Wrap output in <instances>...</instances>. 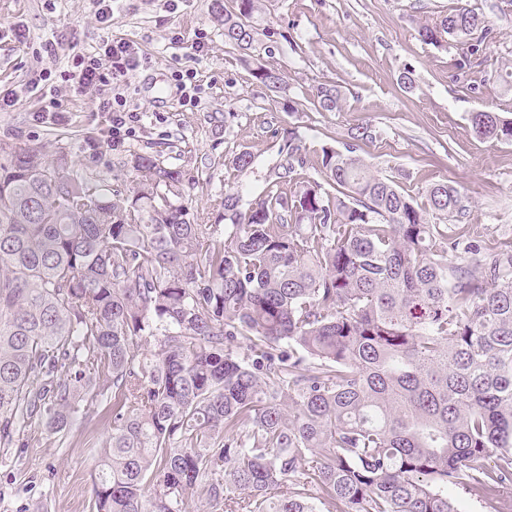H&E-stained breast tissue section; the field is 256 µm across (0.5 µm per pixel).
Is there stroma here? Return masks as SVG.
Returning a JSON list of instances; mask_svg holds the SVG:
<instances>
[{
  "mask_svg": "<svg viewBox=\"0 0 512 512\" xmlns=\"http://www.w3.org/2000/svg\"><path fill=\"white\" fill-rule=\"evenodd\" d=\"M460 2L490 25L475 55L467 42L438 48L418 34L421 24ZM211 6L212 0H112V19L103 25L94 18V0H0V86L20 98L13 111L0 112V139L17 147L38 143L51 154L66 148L77 166L98 151V168L112 175L113 189L130 188L129 178L112 173L124 150L107 146L95 93L75 95L60 77L72 56L123 39L147 59L123 91L141 109L125 150L151 152L188 172L194 185L186 200L197 223H219L227 189L247 201L266 191L289 132L314 162L322 146L343 147L352 128L368 123L378 137L358 153L375 169L402 171L403 186L415 197L430 183H453L462 198L458 221L471 225L477 244L512 239V145L476 136L470 122L482 110L512 120V84L505 81L512 73V0H265L266 25L285 34L261 57L287 75L277 95L258 86L242 52L225 46ZM17 23L25 27V41L15 38ZM199 37L207 45L202 53L193 47ZM56 39L62 48L47 55L45 42ZM408 66L416 78L410 94L397 84ZM44 68L53 72L50 81L31 92L28 80ZM177 70L195 72V103L183 102L171 78ZM321 83L345 93L344 111L315 110L312 92ZM290 98L298 111L284 109ZM51 100L65 122L36 121ZM242 149L256 158L244 174L224 165ZM111 431L105 409L91 411L62 436L33 426L30 447L0 458V512H92L98 451Z\"/></svg>",
  "mask_w": 512,
  "mask_h": 512,
  "instance_id": "1",
  "label": "stroma"
}]
</instances>
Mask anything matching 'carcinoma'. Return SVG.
<instances>
[{
  "mask_svg": "<svg viewBox=\"0 0 512 512\" xmlns=\"http://www.w3.org/2000/svg\"><path fill=\"white\" fill-rule=\"evenodd\" d=\"M213 0L224 44L257 51L264 0ZM488 32L457 7L418 28L443 46ZM252 76L277 93L279 69ZM319 112H340L318 84ZM512 141V121L471 115ZM377 131L321 148L318 181L296 133L224 225L198 224L187 173L149 152L112 194L68 153L0 143V448L36 422L66 432L112 400L94 512H458L448 485L493 505L512 485V243L478 250L460 191L420 203L403 175L356 154ZM224 166L246 173L241 150ZM460 252L456 261L448 250Z\"/></svg>",
  "mask_w": 512,
  "mask_h": 512,
  "instance_id": "obj_1",
  "label": "carcinoma"
}]
</instances>
